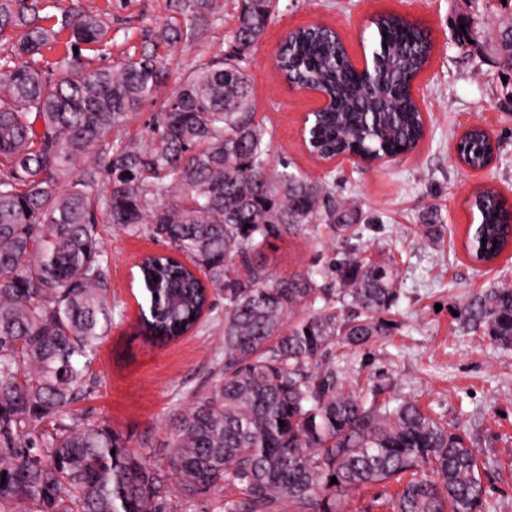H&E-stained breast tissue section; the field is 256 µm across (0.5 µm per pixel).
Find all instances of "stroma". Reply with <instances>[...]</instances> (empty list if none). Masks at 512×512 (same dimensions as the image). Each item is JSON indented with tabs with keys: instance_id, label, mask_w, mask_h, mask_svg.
<instances>
[{
	"instance_id": "1",
	"label": "stroma",
	"mask_w": 512,
	"mask_h": 512,
	"mask_svg": "<svg viewBox=\"0 0 512 512\" xmlns=\"http://www.w3.org/2000/svg\"><path fill=\"white\" fill-rule=\"evenodd\" d=\"M107 16L104 63L138 54L147 30L172 15L170 0H47L46 15L72 4ZM217 22L196 43L178 46L159 95L173 94L188 68L226 53L237 0H215ZM377 13L406 16L428 29L433 44L420 76V106L428 132L410 155L385 166L325 171L305 152L297 132L312 103L293 90L274 66L289 31L321 23L345 40L354 57L372 53ZM468 26L473 42L460 46L456 33ZM512 28V6L503 0H279L262 38L246 59L256 119L272 135V153L294 172L328 179L337 197L360 215L357 244L374 258L397 264L401 296L392 310L389 336L351 353V383L368 399L417 401L448 425H460L478 455L491 512H512V346L490 342L483 331L454 316L459 306L488 289L512 282V248L493 263L473 264L464 247L473 218L472 199L490 187L512 200V69L499 52L502 30ZM479 124L500 137L497 161L479 174L452 154L464 129ZM436 213L448 229L439 242L423 239V219ZM109 254L112 299L118 311L86 375L88 392L78 417L108 426L127 446L154 462L172 449L171 427L224 375V305L216 303L198 329L163 346L149 342L138 319L145 300L133 260L163 251L151 236H129L99 227ZM336 237L332 225L274 241L265 254L273 273L288 276L324 263Z\"/></svg>"
}]
</instances>
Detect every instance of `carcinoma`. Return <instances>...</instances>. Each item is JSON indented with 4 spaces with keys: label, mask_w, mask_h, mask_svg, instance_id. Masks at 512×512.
Wrapping results in <instances>:
<instances>
[{
    "label": "carcinoma",
    "mask_w": 512,
    "mask_h": 512,
    "mask_svg": "<svg viewBox=\"0 0 512 512\" xmlns=\"http://www.w3.org/2000/svg\"><path fill=\"white\" fill-rule=\"evenodd\" d=\"M42 2L0 0V512H169L171 478L188 502L224 492L220 512H343L352 494L393 482L390 512H488L485 462L463 429L415 401L367 402L336 364V348L389 335L399 270L351 243L359 214L327 181L273 165L242 62L278 0H240L230 51L188 71L140 140L116 130L157 97L159 48L197 39L214 0H174L140 54L112 65L80 53L101 44L105 17L77 6L49 28ZM372 24L378 49L363 71L330 30L283 43L282 71L336 103L314 118L309 148L322 158L402 155L422 138L410 89L430 35L391 13ZM61 32L51 63L44 49ZM492 152L479 131L461 142L474 168ZM473 207L469 252L484 260L512 236V205L485 190ZM323 222L336 228L325 265L274 276L265 248ZM100 223L148 232L200 271L165 253L137 267L151 342L187 334L224 297V378L181 418L160 465L70 415L112 325ZM458 318L512 346V287L489 289Z\"/></svg>",
    "instance_id": "obj_1"
}]
</instances>
